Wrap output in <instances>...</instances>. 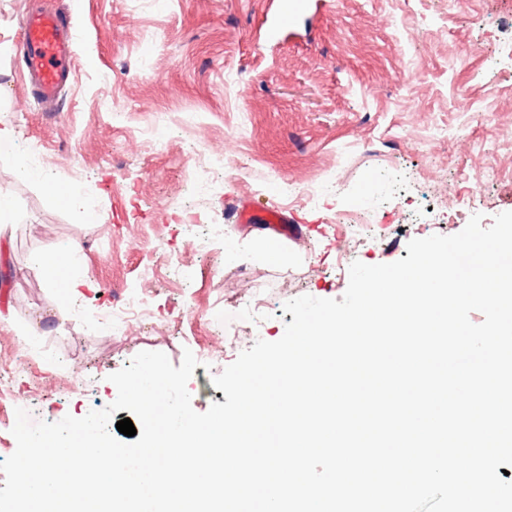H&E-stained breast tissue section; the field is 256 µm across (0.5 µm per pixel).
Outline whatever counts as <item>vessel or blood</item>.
Wrapping results in <instances>:
<instances>
[{"label": "vessel or blood", "instance_id": "b4317fda", "mask_svg": "<svg viewBox=\"0 0 512 512\" xmlns=\"http://www.w3.org/2000/svg\"><path fill=\"white\" fill-rule=\"evenodd\" d=\"M20 55L23 75L45 102L54 101L72 70L73 40L60 15L45 8L25 13Z\"/></svg>", "mask_w": 512, "mask_h": 512}]
</instances>
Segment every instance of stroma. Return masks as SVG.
<instances>
[{
	"instance_id": "obj_1",
	"label": "stroma",
	"mask_w": 512,
	"mask_h": 512,
	"mask_svg": "<svg viewBox=\"0 0 512 512\" xmlns=\"http://www.w3.org/2000/svg\"><path fill=\"white\" fill-rule=\"evenodd\" d=\"M34 2L74 35L75 80L52 104L26 85L17 51ZM454 2L312 0L272 39L283 0H0V128L43 146L32 167L0 151V196L16 214L0 233L12 271L0 385L18 407L35 421L82 417L116 399L109 376L139 352L177 366L189 351L192 406L205 412L226 401L212 376L282 337L288 300L341 299L353 261L390 263L411 240L512 211V62L497 53L512 0ZM471 44L486 53L460 67ZM469 96L484 123L460 110ZM200 153L223 161L197 178ZM490 167L499 179L467 200ZM184 206L199 223H182ZM244 206L252 222L236 218ZM370 208L377 224L363 232L334 221ZM271 209L319 230L275 236ZM272 240L283 260L265 257ZM69 244L95 286L67 301L39 259ZM130 296L145 316L113 322ZM32 358L35 385L14 372Z\"/></svg>"
}]
</instances>
